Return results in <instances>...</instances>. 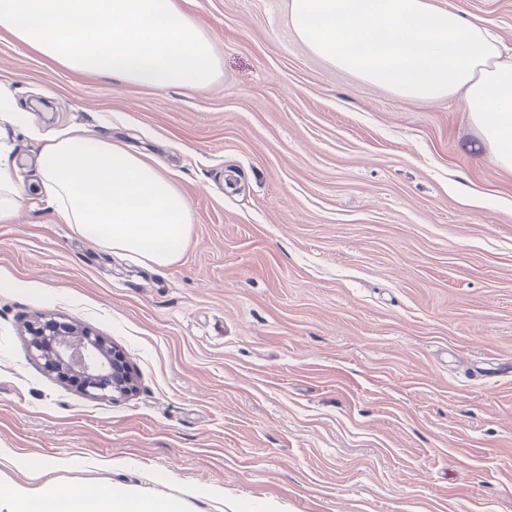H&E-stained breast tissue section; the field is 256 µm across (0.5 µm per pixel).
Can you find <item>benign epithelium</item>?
Returning <instances> with one entry per match:
<instances>
[{
  "label": "benign epithelium",
  "mask_w": 512,
  "mask_h": 512,
  "mask_svg": "<svg viewBox=\"0 0 512 512\" xmlns=\"http://www.w3.org/2000/svg\"><path fill=\"white\" fill-rule=\"evenodd\" d=\"M28 333L44 367L59 380L72 381L93 396H125L135 391L136 378L120 350L86 326L42 314L28 325Z\"/></svg>",
  "instance_id": "benign-epithelium-1"
}]
</instances>
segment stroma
Instances as JSON below:
<instances>
[{
	"label": "stroma",
	"instance_id": "obj_1",
	"mask_svg": "<svg viewBox=\"0 0 512 512\" xmlns=\"http://www.w3.org/2000/svg\"><path fill=\"white\" fill-rule=\"evenodd\" d=\"M289 0H177L213 41L202 90L73 72L0 34L27 188L0 224V448L11 477L138 488L184 512H512V173L457 97L405 100L313 55ZM512 46V0H433ZM158 158L192 212L157 269L36 198L40 136ZM473 191L482 206L465 204ZM121 348L91 398L34 357L37 313Z\"/></svg>",
	"mask_w": 512,
	"mask_h": 512
}]
</instances>
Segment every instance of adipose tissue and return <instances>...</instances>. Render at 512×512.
<instances>
[{
	"label": "adipose tissue",
	"instance_id": "ef3b65f1",
	"mask_svg": "<svg viewBox=\"0 0 512 512\" xmlns=\"http://www.w3.org/2000/svg\"><path fill=\"white\" fill-rule=\"evenodd\" d=\"M288 25L312 54L402 98L460 97L491 164L512 172V53L482 20L432 0H289ZM0 31L66 69L142 87L202 89L218 76L211 38L175 0H0ZM37 168L61 223L159 268L183 256L190 207L155 158L71 129L42 139ZM15 171L0 140L1 224L25 192ZM0 512L181 510L143 490L0 477Z\"/></svg>",
	"mask_w": 512,
	"mask_h": 512
}]
</instances>
